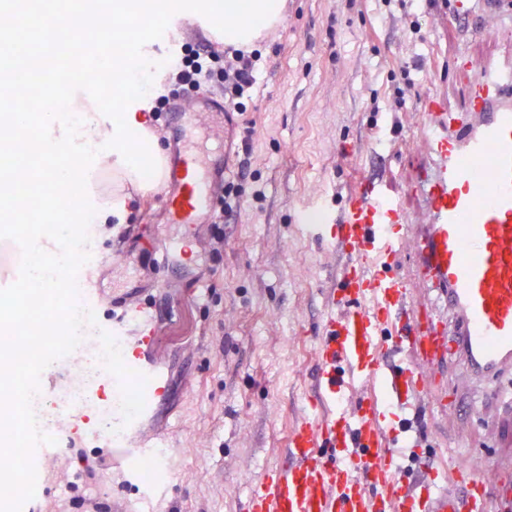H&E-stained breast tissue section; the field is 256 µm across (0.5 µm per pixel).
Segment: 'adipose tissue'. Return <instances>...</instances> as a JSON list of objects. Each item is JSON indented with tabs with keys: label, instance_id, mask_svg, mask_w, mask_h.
<instances>
[{
	"label": "adipose tissue",
	"instance_id": "adipose-tissue-1",
	"mask_svg": "<svg viewBox=\"0 0 512 512\" xmlns=\"http://www.w3.org/2000/svg\"><path fill=\"white\" fill-rule=\"evenodd\" d=\"M146 48H139L133 60L116 55L102 59V72H124L125 107L120 112L98 109L76 110L73 104L45 112H14L9 123L22 128L37 124L41 128L35 148L43 154L64 151L72 165L58 166L53 180L58 193H69L73 185L83 189L85 222L89 230L83 242H75L60 227L31 233L26 244L30 256L26 284L37 290L67 273L79 253L80 245H92L98 224L124 220L132 197L126 185L149 189L159 182L164 159L156 142L146 130L143 110L148 103L150 75ZM112 160L115 178L111 191H100L92 183V173L104 160Z\"/></svg>",
	"mask_w": 512,
	"mask_h": 512
}]
</instances>
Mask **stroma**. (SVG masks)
Returning <instances> with one entry per match:
<instances>
[{
  "mask_svg": "<svg viewBox=\"0 0 512 512\" xmlns=\"http://www.w3.org/2000/svg\"><path fill=\"white\" fill-rule=\"evenodd\" d=\"M450 0H284L283 17L255 47L257 83L245 114L215 120L190 111V144L217 163L235 156L224 176L240 195L231 217L183 232L160 203L162 187L133 190L126 228L104 227L86 285L101 289V320L81 349H97L114 307L145 303L154 311L146 352L168 381L145 437L164 442V474L145 483L131 449L89 447L82 426L57 409L81 380L79 352L49 365L39 379V429L69 437L41 469L29 512H84L75 498H95L117 512H242L252 487L285 462L288 430L308 410L316 389L314 334L326 308L324 290L341 261L300 229L303 209L342 210L359 172L387 182L393 194L422 152L420 102L429 94L449 106L465 102L466 80L453 70L459 48L497 54L496 35L473 36L450 22ZM223 48L196 20L169 22L149 44L158 66L173 67L190 49ZM414 85L404 88L401 67ZM404 88L406 104L395 105ZM252 135H245V126ZM186 237V267H160L166 239ZM459 400L456 408L422 406L416 422L435 452L407 451L410 474L421 467L455 468L458 458L487 451L495 430L469 415L499 408L456 359L436 376ZM104 456L95 484L80 477L72 449Z\"/></svg>",
  "mask_w": 512,
  "mask_h": 512,
  "instance_id": "1",
  "label": "stroma"
}]
</instances>
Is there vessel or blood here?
<instances>
[{"label":"vessel or blood","mask_w":512,"mask_h":512,"mask_svg":"<svg viewBox=\"0 0 512 512\" xmlns=\"http://www.w3.org/2000/svg\"><path fill=\"white\" fill-rule=\"evenodd\" d=\"M485 20L499 24L507 50L486 60L457 54L455 70L468 79L463 108L448 110L436 95L420 104L425 156L407 193L422 202V228L381 181L364 175L342 215L314 227L317 242L355 258L327 290L316 412L293 427L287 464L256 486L245 512H512V408L492 418L507 432L510 454L476 456L462 471L431 469L412 486L398 476L402 450L424 445L400 415L436 398L431 368L454 356L482 382L512 373V0H491ZM162 183L168 223L213 218L218 193L195 150L179 152ZM409 245L418 258L405 276L393 266ZM417 284L442 293L450 321L424 318ZM152 338L143 307L112 328L123 351L112 379L133 371L145 382L143 417L167 387L145 359ZM359 384L370 394L347 412L342 402Z\"/></svg>","instance_id":"vessel-or-blood-1"}]
</instances>
